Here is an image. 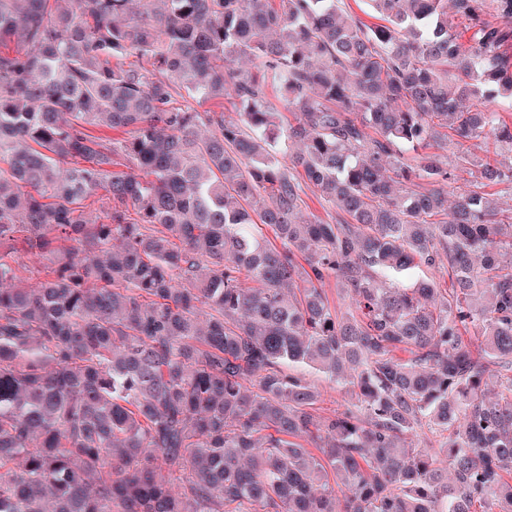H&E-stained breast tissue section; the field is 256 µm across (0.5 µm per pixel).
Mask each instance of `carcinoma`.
<instances>
[{
  "mask_svg": "<svg viewBox=\"0 0 512 512\" xmlns=\"http://www.w3.org/2000/svg\"><path fill=\"white\" fill-rule=\"evenodd\" d=\"M60 2L0 0V512H512V214L403 153L512 151L466 104L512 100V0ZM302 182L344 219L296 221ZM13 264L21 270L23 283L26 286H36L43 279L44 267L50 264L48 256H40L21 248L12 254Z\"/></svg>",
  "mask_w": 512,
  "mask_h": 512,
  "instance_id": "cac0c4a2",
  "label": "carcinoma"
}]
</instances>
